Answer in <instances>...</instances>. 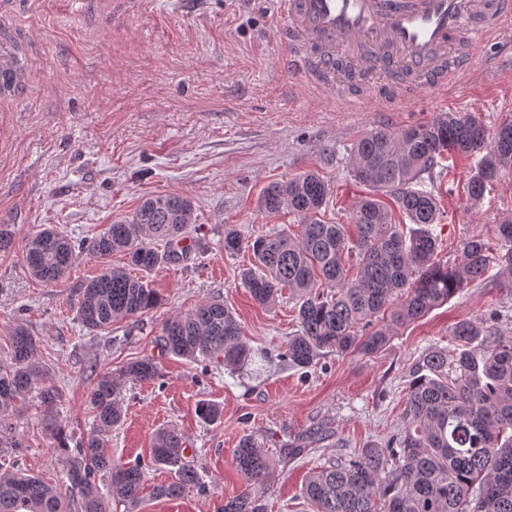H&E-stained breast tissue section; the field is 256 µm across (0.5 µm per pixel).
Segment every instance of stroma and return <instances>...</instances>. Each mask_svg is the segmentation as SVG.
<instances>
[{
  "instance_id": "stroma-1",
  "label": "stroma",
  "mask_w": 512,
  "mask_h": 512,
  "mask_svg": "<svg viewBox=\"0 0 512 512\" xmlns=\"http://www.w3.org/2000/svg\"><path fill=\"white\" fill-rule=\"evenodd\" d=\"M8 24L37 52L25 87L0 100V224L13 233L11 248L0 251V362L16 325L37 336L38 358L62 394L55 416L71 443L92 426L87 400L100 374L144 356L159 362L160 379L125 383V419L106 449L115 461L145 463L154 433L176 428L202 485L175 499L144 498L134 512H221L242 489L232 451L247 434L276 460L257 486L268 512H310L301 495L309 472L385 446L402 428L405 388L425 350L456 353V324L483 320L492 306L504 312L500 328L512 331V280L495 268L377 353H327L304 371L279 357L298 330L295 297L286 291L262 307L240 281L250 254L224 251L228 227L246 238L297 232V217L263 211L259 199L268 184L308 171L332 189L326 218L347 223L368 193L350 175V149L371 128L397 131L441 112L475 113L491 129L512 121V49L475 45L486 65L456 80L446 97L406 86L398 110L387 111L377 107L378 87L343 76V93L332 98L283 69L272 0H123L108 26L94 14L73 15L67 0H16L14 13L0 14V27ZM470 164L458 156L432 175L445 214L435 228L437 258L451 264L469 237L512 217V173L477 209H465ZM160 194L191 200L189 252L151 271L155 308L90 334L75 311L101 270L97 259L82 255L47 284L28 273L25 243L47 226L91 240ZM207 299L223 300L243 325L250 371L237 376L162 350L164 322ZM206 403L219 407L218 421L202 417ZM44 420L36 395L18 401L10 417L26 443L18 467L62 488L63 457ZM292 445L299 455L289 454Z\"/></svg>"
}]
</instances>
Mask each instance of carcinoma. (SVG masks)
<instances>
[{
  "label": "carcinoma",
  "mask_w": 512,
  "mask_h": 512,
  "mask_svg": "<svg viewBox=\"0 0 512 512\" xmlns=\"http://www.w3.org/2000/svg\"><path fill=\"white\" fill-rule=\"evenodd\" d=\"M455 155L476 158L465 187L466 203L476 207L487 187L512 171V123L491 133L475 115L441 112L397 132L373 128L352 149V176L371 194L357 201L349 223L323 219L331 188L309 171L268 185L259 202L267 212L298 215L300 233L282 229L244 240L232 228L224 231L226 253L244 249L254 259L241 280L258 304L274 306L284 288L297 299L299 330L284 353L289 364L310 368L325 352L376 353L397 329L447 303L493 266L512 276L511 219L496 225L491 238L470 237L452 265L436 260L438 238L432 232L404 234L405 220L440 223L435 190L420 181ZM192 214L187 198L154 195L130 219L86 244L46 227L27 240L28 271L53 283L85 252L101 260L100 273L80 292L77 318L91 332L105 331L157 306L156 290L132 270L148 273L182 259L187 249L180 243ZM117 251L128 255L127 266L109 264ZM453 336L460 347L453 359L433 348L415 363L405 393V425L394 441L310 473L302 495L312 512H512V335L491 314L481 323H458ZM162 337L164 352L190 361L201 357L236 369L252 360L241 322L219 300L168 318ZM38 347V338L18 325L9 361L0 363V512H68L57 486L11 463L24 447L6 422L16 400L38 387L52 418L60 399L47 384ZM160 377L150 357L98 377L89 399L92 429L64 458L78 512H109L114 499L133 509L142 502L144 466L112 460L104 445L123 420V383ZM185 451L178 430L155 433L150 464L167 469L171 480L154 485L152 497L177 498L200 484ZM233 459L244 489L224 500L222 512H266L253 490L273 465L265 443L246 435ZM101 480L107 481L104 491Z\"/></svg>",
  "instance_id": "carcinoma-1"
}]
</instances>
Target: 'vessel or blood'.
<instances>
[{"mask_svg": "<svg viewBox=\"0 0 512 512\" xmlns=\"http://www.w3.org/2000/svg\"><path fill=\"white\" fill-rule=\"evenodd\" d=\"M275 37L284 67L309 77L326 96L342 63L364 77L411 74L433 93L478 68L472 46L489 32L512 42V0H277ZM32 41L0 32V82L21 90Z\"/></svg>", "mask_w": 512, "mask_h": 512, "instance_id": "obj_1", "label": "vessel or blood"}]
</instances>
